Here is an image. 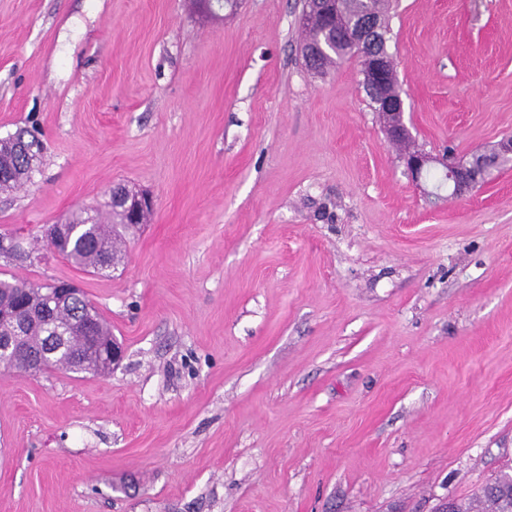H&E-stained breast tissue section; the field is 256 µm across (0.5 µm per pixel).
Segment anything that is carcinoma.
<instances>
[{
    "label": "carcinoma",
    "instance_id": "carcinoma-1",
    "mask_svg": "<svg viewBox=\"0 0 512 512\" xmlns=\"http://www.w3.org/2000/svg\"><path fill=\"white\" fill-rule=\"evenodd\" d=\"M342 19L331 22L324 14L311 21L304 31V40L315 43L324 37L336 48L332 55L318 60L320 73H326L346 56H355L352 37L363 12H379L387 17L385 0H341ZM399 96L397 80L389 74L376 84L370 95L374 111H386L380 102ZM41 148L32 147L27 132L18 131L0 138V192L13 190L33 182L39 168ZM129 196L133 191L122 184L112 188L104 209L78 207L62 218L64 224H77L80 230L61 242L48 241V246L75 266L93 273L112 272L113 262L123 260L124 231L133 227L127 216L116 209L118 194ZM47 285L17 278L0 279V301L19 308L16 319L20 331L12 344H3L0 367L5 370L29 371V364L42 361L61 366L74 373L107 375L112 369L103 365L100 348L114 341L112 325L99 312L85 293L68 302L48 306L42 297ZM453 512H512V474L502 473L485 483L478 497L468 503H452Z\"/></svg>",
    "mask_w": 512,
    "mask_h": 512
}]
</instances>
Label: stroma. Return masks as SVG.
<instances>
[{
	"label": "stroma",
	"mask_w": 512,
	"mask_h": 512,
	"mask_svg": "<svg viewBox=\"0 0 512 512\" xmlns=\"http://www.w3.org/2000/svg\"><path fill=\"white\" fill-rule=\"evenodd\" d=\"M302 0H0V278L69 281L105 376L0 371V512H438L512 468V160L429 203L363 88L299 52ZM416 144L512 137V0H390ZM151 194L89 275L48 225ZM27 131L0 138V192L13 190L33 182L39 168L41 144L33 148Z\"/></svg>",
	"instance_id": "1"
}]
</instances>
